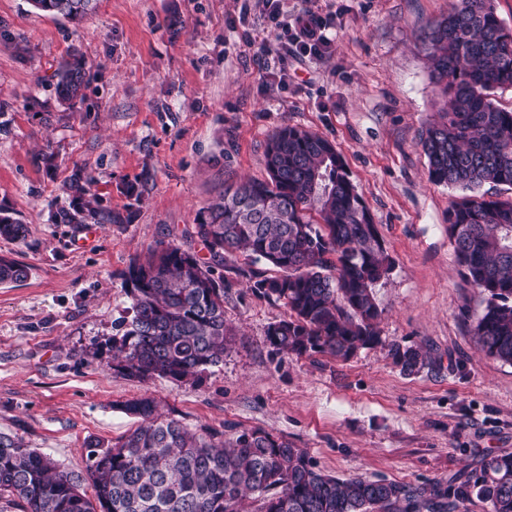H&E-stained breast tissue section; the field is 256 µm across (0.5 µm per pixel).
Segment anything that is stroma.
<instances>
[{"label": "stroma", "instance_id": "stroma-1", "mask_svg": "<svg viewBox=\"0 0 512 512\" xmlns=\"http://www.w3.org/2000/svg\"><path fill=\"white\" fill-rule=\"evenodd\" d=\"M452 3L282 0L289 16L328 23L329 54L309 59L283 51L254 0H97L78 21L0 0V204L28 228L25 241L0 238V256L29 269L0 285V432L82 473L87 442L117 443L137 425L124 403L150 396L189 429L228 442L262 429L338 477L429 488L512 452V365L476 345L481 296L448 237L461 191L429 181L420 144L438 109L422 34ZM73 52L90 83L66 109L53 74ZM282 69L284 88L272 78ZM283 125L341 153L393 260L375 289L382 345L347 360L277 352L265 331L287 308L241 282L224 300V361L200 380L114 372L130 263L168 242L206 256L191 236L198 209L225 183L265 178L267 138ZM80 167L115 208L120 184L141 180L129 223L52 222ZM393 342L427 364L403 374Z\"/></svg>", "mask_w": 512, "mask_h": 512}]
</instances>
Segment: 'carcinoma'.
Listing matches in <instances>:
<instances>
[{"instance_id":"obj_1","label":"carcinoma","mask_w":512,"mask_h":512,"mask_svg":"<svg viewBox=\"0 0 512 512\" xmlns=\"http://www.w3.org/2000/svg\"><path fill=\"white\" fill-rule=\"evenodd\" d=\"M93 2L28 0L70 20L86 15ZM423 41L442 96L439 119L421 137L429 180L466 191L448 209V235L466 280L483 295L473 338L488 356L512 364V199L480 192L485 184L512 190V108L494 98L496 90L512 88V31L493 0H456ZM54 77L60 103L74 105L87 83L84 58L69 54ZM265 155L268 178L228 184L199 209L193 235L209 258L169 243L130 264L127 317L112 336L113 370L140 380L186 381L223 363L232 335L224 297L241 279L288 308V317L266 330L278 352L347 360L382 343L374 288L393 261L342 156L295 126L275 130ZM93 184L74 171L55 223L128 222L141 183L122 184L127 204L121 210L103 205ZM26 236L27 225L0 206V237L20 242ZM240 252L250 266L238 265ZM27 277L25 265L0 257V284ZM388 355L404 373L424 365L413 347L392 343ZM124 409L139 424L116 444H89L84 475L1 432L0 501L19 512H246L250 492L257 495L256 512H464L474 498L491 512H512V453L489 454L468 478L427 490L324 474L303 449L261 430H244L227 447L215 431L192 432L163 417L150 397Z\"/></svg>"}]
</instances>
